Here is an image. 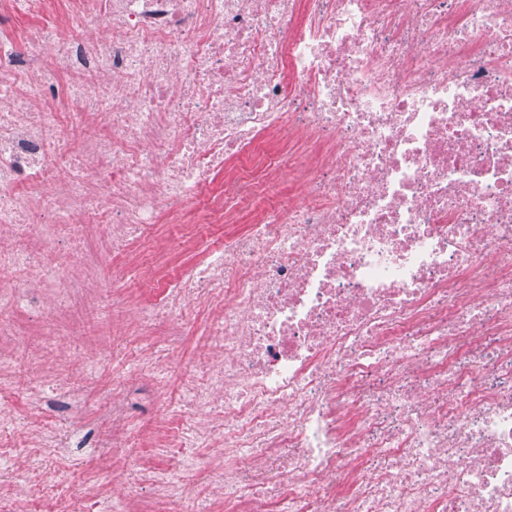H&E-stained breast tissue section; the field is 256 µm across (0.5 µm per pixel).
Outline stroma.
<instances>
[{"label": "stroma", "instance_id": "35a3bbf8", "mask_svg": "<svg viewBox=\"0 0 512 512\" xmlns=\"http://www.w3.org/2000/svg\"><path fill=\"white\" fill-rule=\"evenodd\" d=\"M178 234V225H157L152 242L133 245L131 256L126 257L113 255L104 228L95 224L85 228L86 253L96 259L105 286L98 289L95 299L65 313L59 321L58 338L64 351L73 357L81 358L91 352L96 355L90 368L76 366L61 372L74 384L82 406V440L60 461L49 490L27 488V479L21 475L0 486V494L10 501L15 512H53L60 499L70 504L72 512H90L83 489L91 483H111L115 499H122L134 490L125 472L134 458L146 468L179 470L181 456L168 448L171 426L186 422L177 409L175 387L179 377L201 361L200 346L209 326L208 314L198 311L182 336H168L163 323L157 324L151 335L144 336L133 323L134 305L153 299L157 282L178 266L193 261V254L177 246ZM116 270L125 271V287H111ZM118 324L126 329L139 355H163L168 370L165 381H153V366L140 363L138 358H113L112 330ZM43 345L28 312L15 313L10 332L0 335V349L10 355L20 373L18 383L7 390L4 404L20 424L33 409L29 391L38 382L28 355ZM115 398L123 400L126 407L125 445L100 448L96 440L103 427L101 417ZM223 454L220 447L196 449V469L182 472V505L189 512L203 505L209 506L211 512H224L223 505L209 501L210 484L218 475L214 460Z\"/></svg>", "mask_w": 512, "mask_h": 512}]
</instances>
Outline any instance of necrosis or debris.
Returning a JSON list of instances; mask_svg holds the SVG:
<instances>
[{
	"mask_svg": "<svg viewBox=\"0 0 512 512\" xmlns=\"http://www.w3.org/2000/svg\"><path fill=\"white\" fill-rule=\"evenodd\" d=\"M39 13L0 38V331L22 303L54 335L76 225L125 255L186 226L134 313H215L171 445L236 457L224 512H512V0H0ZM11 425L0 479L40 481L81 410L21 454Z\"/></svg>",
	"mask_w": 512,
	"mask_h": 512,
	"instance_id": "obj_1",
	"label": "necrosis or debris"
}]
</instances>
